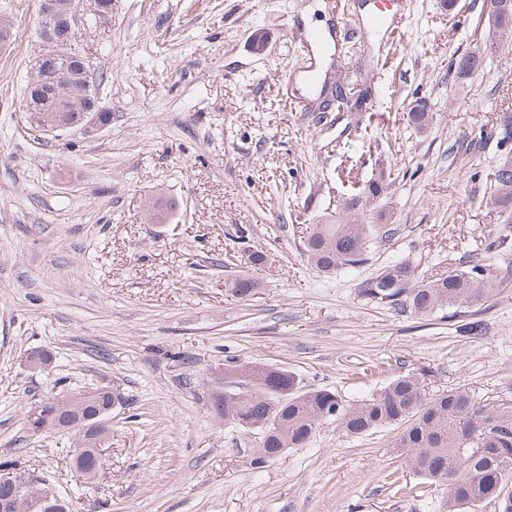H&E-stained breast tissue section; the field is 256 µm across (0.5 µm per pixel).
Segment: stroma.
<instances>
[{
    "instance_id": "obj_1",
    "label": "stroma",
    "mask_w": 512,
    "mask_h": 512,
    "mask_svg": "<svg viewBox=\"0 0 512 512\" xmlns=\"http://www.w3.org/2000/svg\"><path fill=\"white\" fill-rule=\"evenodd\" d=\"M391 3L112 0L107 22L74 33L106 75L112 120L50 136L23 101L40 2L0 0L15 33L0 49V462L46 480L71 512H441V493L392 483L418 481L394 448L399 427L352 437L330 421L259 467L258 434L210 407L225 366L254 364L350 402L411 372L429 391L462 385L512 406V252L486 258L497 290L474 312L478 336L359 293L397 259L446 272L505 219L485 199L512 50L496 47L483 0ZM478 44L483 69L457 82L451 60ZM326 80L374 98L321 115ZM420 100L433 115L423 133L408 119ZM366 137L371 154H345ZM382 167L400 235L364 267L316 271L305 228ZM228 250L265 260L228 267ZM244 273L257 287L240 298L228 284ZM32 351L49 365L31 368ZM101 387L123 402L88 481L72 437L33 434L27 416Z\"/></svg>"
}]
</instances>
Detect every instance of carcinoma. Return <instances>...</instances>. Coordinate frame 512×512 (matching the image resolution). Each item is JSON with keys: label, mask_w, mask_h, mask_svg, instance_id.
Returning a JSON list of instances; mask_svg holds the SVG:
<instances>
[{"label": "carcinoma", "mask_w": 512, "mask_h": 512, "mask_svg": "<svg viewBox=\"0 0 512 512\" xmlns=\"http://www.w3.org/2000/svg\"><path fill=\"white\" fill-rule=\"evenodd\" d=\"M484 2L486 9L495 12L498 40L511 42L512 0H495L493 5ZM484 60L485 50L478 46L469 49L459 57L455 76L477 74ZM103 82L104 73L97 70L90 78L79 79L64 103L57 98L52 75H47L31 89L26 103L36 113V127L82 126L93 117L103 125L110 123L111 113H91L94 95ZM388 179L389 174L381 169L361 197L345 200L342 210L348 220L330 213L311 225L304 252L315 269L334 273L362 267L383 242L399 233V225L386 223L383 210L378 212L376 224L362 220L368 207L387 195ZM488 179L494 187L490 203L511 212V153L499 159ZM481 251L486 255L511 252L512 225L507 223L485 237ZM496 281V271L476 253L463 268L439 277H425L409 260L398 259L365 279L360 294L401 316L427 317L446 311L453 320L483 305L495 291ZM256 287V280L245 275L229 284L232 293L240 297L250 295ZM249 377L241 388L213 393L211 404L225 422L259 431L256 463L277 457L283 448L303 447L328 421L352 436L402 425L395 449L415 475L446 486L443 512H475L487 501L497 503L499 512H512L511 408L482 405L463 386L429 397L423 379L414 374L391 379L355 404L344 403L329 390H304L293 375L279 368L254 366ZM117 400V394L105 390L87 401L83 412L93 414Z\"/></svg>", "instance_id": "obj_1"}]
</instances>
